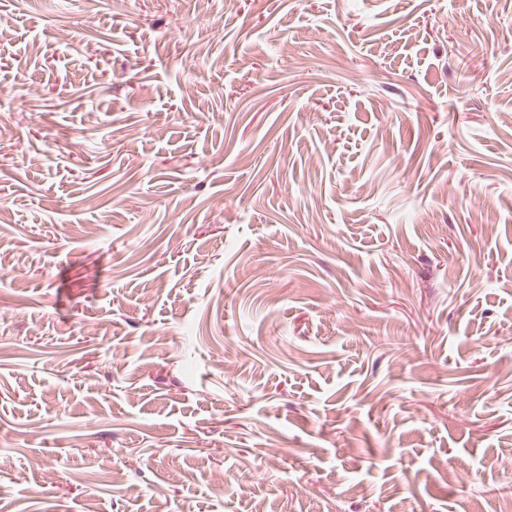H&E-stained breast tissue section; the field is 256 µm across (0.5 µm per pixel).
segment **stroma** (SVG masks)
Wrapping results in <instances>:
<instances>
[{
    "mask_svg": "<svg viewBox=\"0 0 512 512\" xmlns=\"http://www.w3.org/2000/svg\"><path fill=\"white\" fill-rule=\"evenodd\" d=\"M0 266V512H512V0H0Z\"/></svg>",
    "mask_w": 512,
    "mask_h": 512,
    "instance_id": "stroma-1",
    "label": "stroma"
}]
</instances>
